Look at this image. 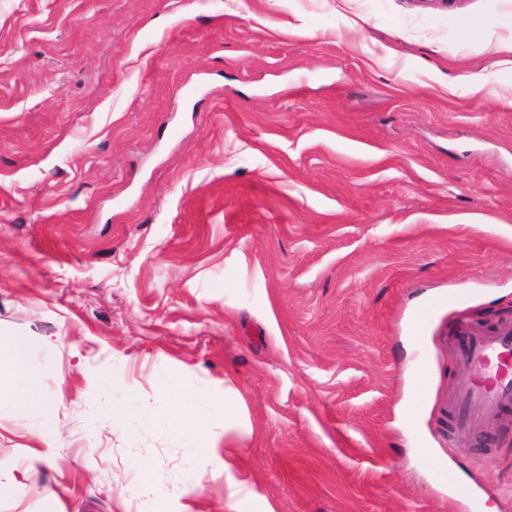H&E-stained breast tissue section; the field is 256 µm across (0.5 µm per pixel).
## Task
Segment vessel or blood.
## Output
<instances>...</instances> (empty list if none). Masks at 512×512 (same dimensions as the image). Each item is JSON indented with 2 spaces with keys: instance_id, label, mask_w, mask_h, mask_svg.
<instances>
[{
  "instance_id": "1",
  "label": "vessel or blood",
  "mask_w": 512,
  "mask_h": 512,
  "mask_svg": "<svg viewBox=\"0 0 512 512\" xmlns=\"http://www.w3.org/2000/svg\"><path fill=\"white\" fill-rule=\"evenodd\" d=\"M450 346L469 370L468 381L453 394L450 405L458 434L478 431L486 417L512 406V328L485 330L459 325Z\"/></svg>"
}]
</instances>
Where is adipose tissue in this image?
I'll return each mask as SVG.
<instances>
[{
	"label": "adipose tissue",
	"mask_w": 512,
	"mask_h": 512,
	"mask_svg": "<svg viewBox=\"0 0 512 512\" xmlns=\"http://www.w3.org/2000/svg\"><path fill=\"white\" fill-rule=\"evenodd\" d=\"M6 360L14 371L16 386L11 391L0 389V401L15 400L25 410L40 408V378L27 366L25 343L14 341ZM159 411L163 412L169 428L197 454L208 453V430L214 421L224 416L223 407L212 401L183 396L176 381L169 377L157 379L153 395L141 399L136 408L116 403L111 414L113 423L119 424L132 412L148 422Z\"/></svg>",
	"instance_id": "1"
}]
</instances>
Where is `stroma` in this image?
<instances>
[{
	"mask_svg": "<svg viewBox=\"0 0 512 512\" xmlns=\"http://www.w3.org/2000/svg\"><path fill=\"white\" fill-rule=\"evenodd\" d=\"M487 26L512 0H0V345L57 427L0 406V512H226L230 477L273 512H512V413L461 439L448 407L456 323L512 325ZM165 375L225 400L230 471L113 425ZM5 361L14 371L16 386L13 391H4L0 387V405L3 400L13 399L24 410L40 408V378L27 366L25 343L21 340L14 341Z\"/></svg>",
	"mask_w": 512,
	"mask_h": 512,
	"instance_id": "1",
	"label": "stroma"
}]
</instances>
